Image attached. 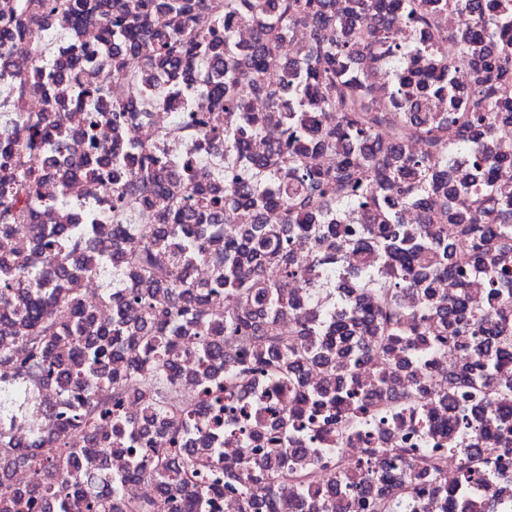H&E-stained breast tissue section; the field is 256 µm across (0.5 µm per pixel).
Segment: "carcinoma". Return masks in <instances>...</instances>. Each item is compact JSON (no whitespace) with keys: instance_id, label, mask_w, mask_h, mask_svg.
Segmentation results:
<instances>
[{"instance_id":"1","label":"carcinoma","mask_w":512,"mask_h":512,"mask_svg":"<svg viewBox=\"0 0 512 512\" xmlns=\"http://www.w3.org/2000/svg\"><path fill=\"white\" fill-rule=\"evenodd\" d=\"M346 13L336 0H0V82L14 100L41 101L37 112L15 109L0 125V235L22 224H38L45 206L37 187L53 179L60 195L51 203L63 222L37 243L19 240L12 258L0 260V370L13 373L19 397L31 367L53 380L68 406L63 429L45 443L0 446V476L20 466L49 476L32 495L0 487V512H69L68 490L76 474L91 478L107 470V458H91L69 446L68 430L90 431L96 446L131 457L130 468L112 479V495L82 499L88 512H208L221 486L203 479L202 468L222 438L267 445L263 464L246 458L224 460V486L240 491L242 512H281L283 471L316 467L305 460L298 439L309 435L325 447L342 446L368 425L393 423L387 410L366 398L365 389L383 388L376 372L361 379V362L376 354L398 368L417 371L456 337L470 336L462 367L443 375L439 396L476 401L495 422L481 432L466 411L440 429L448 447L456 434L473 435L486 449L483 468L463 456L457 473L429 462L430 488L449 495L454 512H470L471 485L485 498L496 493L497 471L489 460L512 449V382L497 379L512 362V199L497 195L492 177L512 149V0H349ZM460 6L464 20L448 33L442 16ZM378 10V21L356 36L355 17ZM248 24L255 38L242 45L236 25ZM101 29L102 43L87 51L78 35ZM39 28L70 34L63 55L34 57L25 73L11 70L7 45ZM309 30L303 62L281 56L273 33ZM424 29L427 43L405 42L396 31ZM456 41L453 55L445 52ZM423 52L442 76L414 83L402 73L409 53ZM376 56L391 74L395 103L378 93L362 69ZM271 63L278 84L265 81ZM468 71L461 96L443 80L458 67ZM53 77L39 79L43 68ZM126 78L132 94L125 104L111 99L107 79ZM194 85L214 110L231 117L213 124L204 112L188 120L174 115L178 135L209 137L224 161L248 159L232 176L201 159L177 158L149 122L151 103ZM447 95L448 111H425L429 95ZM86 105L87 121L74 126L70 110ZM112 125V138L97 140L99 124ZM383 123L393 137L377 135ZM457 137H444L448 127ZM406 139L427 151L408 154ZM333 153L327 168L309 160L312 150ZM470 159V182H454L448 162ZM78 178L100 179L114 199L113 212H86L75 221L77 204L66 193ZM448 213L446 228L431 222L428 200ZM281 210L278 224L261 219L269 206ZM422 213L418 224L400 225L401 211ZM310 239L311 259L299 265L289 248ZM112 242V271L122 287L104 296L111 319L101 325L83 309L75 273H87L85 253L96 242ZM169 251L182 267L170 281L157 255ZM206 263L212 278L197 283L192 271ZM485 281L490 303H467L471 277ZM452 283L444 292L443 281ZM420 296L409 311L407 293ZM288 318L293 335L279 336L273 324ZM197 358V386L173 412L166 396L181 372V360ZM232 369L221 373L224 363ZM316 365L320 381L305 386L306 368ZM293 394L294 403L274 436L259 419L243 427L204 416L236 407L238 394L256 377ZM104 380L112 394H101ZM142 414L123 410L130 391ZM427 392L416 387L400 399L409 420H428ZM163 419L169 448L150 456L140 438ZM109 424L100 438L96 423ZM366 460L334 485L358 490L368 512H388L389 499L420 506L407 471L411 448H397L385 471L372 473ZM146 480L158 485L154 499L125 502L120 484ZM309 478L291 490L308 512H336V501L313 491Z\"/></svg>"}]
</instances>
